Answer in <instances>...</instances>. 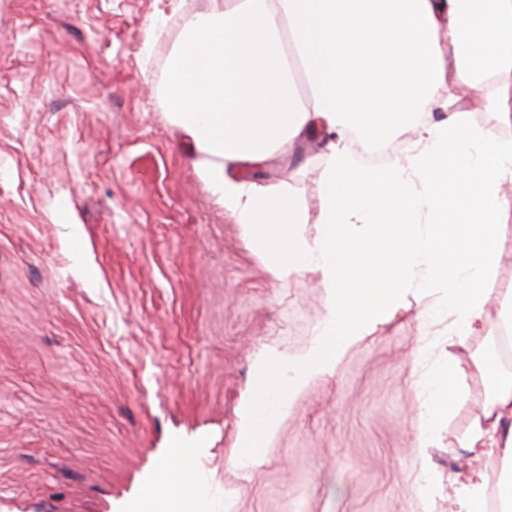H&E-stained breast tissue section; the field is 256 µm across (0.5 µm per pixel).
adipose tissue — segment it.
I'll return each mask as SVG.
<instances>
[{"instance_id": "ef3b65f1", "label": "adipose tissue", "mask_w": 512, "mask_h": 512, "mask_svg": "<svg viewBox=\"0 0 512 512\" xmlns=\"http://www.w3.org/2000/svg\"><path fill=\"white\" fill-rule=\"evenodd\" d=\"M308 92L300 94L296 77ZM502 77L494 109L512 124V0H206L186 15L167 64L165 100L172 124L189 139L195 166L216 203L241 224L280 277L309 271L327 290L326 315L307 357L271 352L254 367L236 466L260 462L287 412L291 393L326 371L349 340L366 335L402 306L408 289L442 291L465 340L492 328L512 331V289L492 290L500 259L512 248V139H492L470 121L465 92ZM403 96L385 94L382 76ZM457 90L439 91L447 81ZM442 106L444 119L417 123ZM415 132L411 154L383 167L352 163L347 145L363 146ZM320 135L326 141L318 216L280 186H246L235 171L264 166L277 150ZM407 216L408 245L399 276L371 251L386 204ZM454 215L447 239L442 219ZM464 255L456 270L449 252ZM495 385L491 403L474 414L466 440L477 456L512 460V374L485 365ZM154 512H210L197 477L165 499L146 498Z\"/></svg>"}]
</instances>
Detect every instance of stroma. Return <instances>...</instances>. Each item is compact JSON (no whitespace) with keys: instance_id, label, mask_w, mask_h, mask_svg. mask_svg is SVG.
<instances>
[{"instance_id":"35a3bbf8","label":"stroma","mask_w":512,"mask_h":512,"mask_svg":"<svg viewBox=\"0 0 512 512\" xmlns=\"http://www.w3.org/2000/svg\"><path fill=\"white\" fill-rule=\"evenodd\" d=\"M205 0H0V512H129L161 464L228 488L231 512H457L462 439L512 373L498 331L449 344L438 292L340 350L292 397L266 454H241L268 351L303 356L326 313L311 273L279 278L216 204L171 124L165 64ZM500 78L469 105L490 137ZM321 138L241 181L318 215ZM437 310L422 323L425 307ZM466 378L419 436L431 372ZM496 492L503 458L482 459Z\"/></svg>"}]
</instances>
